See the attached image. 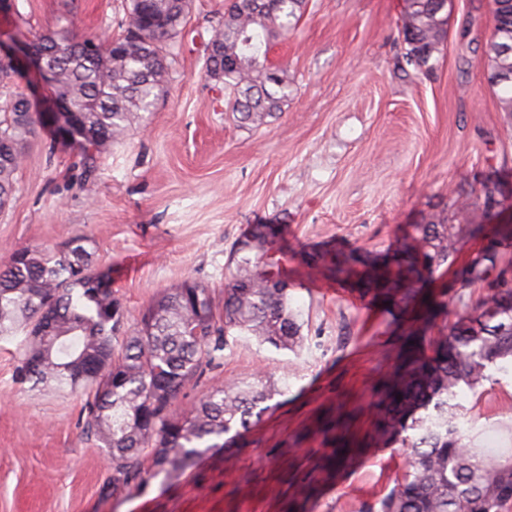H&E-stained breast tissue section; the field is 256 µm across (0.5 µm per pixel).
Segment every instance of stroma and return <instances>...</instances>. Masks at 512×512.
<instances>
[{
	"instance_id": "1",
	"label": "stroma",
	"mask_w": 512,
	"mask_h": 512,
	"mask_svg": "<svg viewBox=\"0 0 512 512\" xmlns=\"http://www.w3.org/2000/svg\"><path fill=\"white\" fill-rule=\"evenodd\" d=\"M229 0H192L168 48L170 80L124 143L87 160L39 131L0 213V264L25 247L58 248L77 230L96 241L95 264L129 326L151 299L187 278L224 302L230 248L255 224H275L291 259L292 308L306 338L300 353L241 336L220 367L188 381L183 412L227 381L273 382L275 406L230 446L200 456L183 475L106 496L104 449L78 427L84 395L35 396L16 380L14 340H0V512H364L394 485L407 456L372 446L327 470L338 439L372 421L371 388L394 367L410 315L360 298L347 282L302 257H382L419 242L418 225L466 224L433 287L466 314L480 287L460 289L457 266L485 244L480 224L512 225V119L487 82L483 47L491 0H451L436 69L402 61L405 0H309L269 60L291 91L258 129L238 126L224 88L205 75L211 26ZM128 0H8L0 37L27 41L69 24L81 38H119ZM496 189L498 207L459 210L460 198ZM479 392L461 389V429L480 447L512 448V365Z\"/></svg>"
}]
</instances>
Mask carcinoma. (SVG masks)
I'll list each match as a JSON object with an SVG mask.
<instances>
[{"mask_svg": "<svg viewBox=\"0 0 512 512\" xmlns=\"http://www.w3.org/2000/svg\"><path fill=\"white\" fill-rule=\"evenodd\" d=\"M400 31L406 65L435 68L447 35L449 0H405ZM191 0H129V30L121 39H79L66 26L40 36L33 48L58 72L52 91L73 111L74 144L100 148L124 139L151 111L169 81L167 47L181 33ZM308 0H230L212 26L215 49L206 59L241 126L259 128L288 98V72L268 62ZM493 30L484 49L489 75L512 73V0H493ZM0 64V208L16 191L28 141L45 128L23 93L10 90ZM500 111L512 116V79L491 83ZM467 224H420V248L396 247L382 262L332 258L326 268L353 273L375 301L428 314L448 303L427 295L428 278L448 262L452 241ZM512 230L485 226L490 243L458 273L461 287L483 283L487 292L448 333L406 336L399 367L376 404L374 440L407 449L396 486L365 512H512V456L490 455L459 429L457 391L496 382L491 368L512 362V266L500 240ZM94 239L85 233L57 249L23 248L0 267V337L18 336L16 377L40 394L87 395L82 434L104 448L112 493L141 490L164 474L178 478L203 454L226 446L270 409L282 394L271 384H226L186 414L175 409L185 384L219 367L230 336H252L277 350L297 351L303 336L290 304L288 252L277 230L256 224L230 249L232 271L224 305L213 292L185 279L157 294L134 328L112 289V274L91 263ZM402 395L396 399V395Z\"/></svg>", "mask_w": 512, "mask_h": 512, "instance_id": "obj_1", "label": "carcinoma"}]
</instances>
